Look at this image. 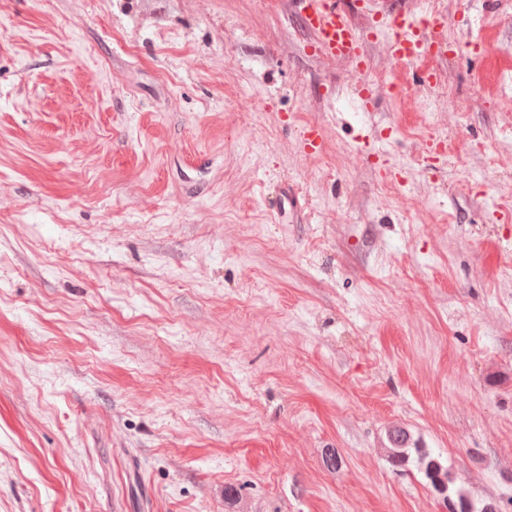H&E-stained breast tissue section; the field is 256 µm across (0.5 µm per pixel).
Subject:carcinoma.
Wrapping results in <instances>:
<instances>
[{"instance_id":"obj_1","label":"carcinoma","mask_w":512,"mask_h":512,"mask_svg":"<svg viewBox=\"0 0 512 512\" xmlns=\"http://www.w3.org/2000/svg\"><path fill=\"white\" fill-rule=\"evenodd\" d=\"M388 443L389 447L383 449V452L393 466L406 468L413 463L435 491H445L446 499L469 503L465 492L454 485V477L448 466L428 449L411 447L410 435L406 430L392 428L388 434Z\"/></svg>"}]
</instances>
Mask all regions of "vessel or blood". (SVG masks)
Listing matches in <instances>:
<instances>
[{
  "label": "vessel or blood",
  "instance_id": "vessel-or-blood-1",
  "mask_svg": "<svg viewBox=\"0 0 512 512\" xmlns=\"http://www.w3.org/2000/svg\"><path fill=\"white\" fill-rule=\"evenodd\" d=\"M295 4L314 34L313 49L317 54L366 70L368 62L360 49V36L337 0H295ZM385 20L393 58L409 63L445 54L446 43L423 31L418 20L401 12L386 14Z\"/></svg>",
  "mask_w": 512,
  "mask_h": 512
}]
</instances>
